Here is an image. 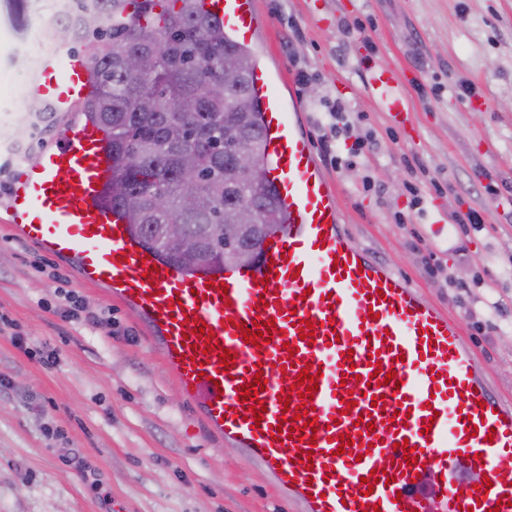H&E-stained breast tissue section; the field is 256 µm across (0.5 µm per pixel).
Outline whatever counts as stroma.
I'll use <instances>...</instances> for the list:
<instances>
[{
    "mask_svg": "<svg viewBox=\"0 0 512 512\" xmlns=\"http://www.w3.org/2000/svg\"><path fill=\"white\" fill-rule=\"evenodd\" d=\"M56 0H0V117L19 120L44 53L35 42ZM251 49L297 101L344 231L456 319L489 383L512 401V0H257ZM361 23L363 32L352 31ZM396 72L412 106L401 124L368 88L369 68ZM341 101L349 138L320 140L324 102ZM0 146V512H297L241 450L182 397L150 332L71 260L7 223ZM424 197L413 210L409 187ZM477 210L479 224H457ZM405 223H396L397 214ZM73 293L93 328L58 309ZM60 363L43 366L21 341Z\"/></svg>",
    "mask_w": 512,
    "mask_h": 512,
    "instance_id": "1",
    "label": "stroma"
}]
</instances>
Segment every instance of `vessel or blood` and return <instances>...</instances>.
Here are the masks:
<instances>
[{"label": "vessel or blood", "instance_id": "obj_1", "mask_svg": "<svg viewBox=\"0 0 512 512\" xmlns=\"http://www.w3.org/2000/svg\"><path fill=\"white\" fill-rule=\"evenodd\" d=\"M202 5L238 39L254 38L256 0ZM252 86L263 174L288 214L254 263L188 271L145 248L104 199L112 153L87 121L24 162L9 224L73 259L82 283L105 287L142 319L209 428L246 452L300 512H512V403L489 385L455 320L350 244L297 113L264 69ZM393 87L390 75L371 71L369 88L385 93L388 111L409 112ZM91 90L88 59L62 44L27 93L71 117ZM258 322L270 324V336L247 343L243 331ZM304 370L318 385L310 401L298 383ZM378 370L395 381L380 383ZM257 403L265 412L255 413Z\"/></svg>", "mask_w": 512, "mask_h": 512}]
</instances>
